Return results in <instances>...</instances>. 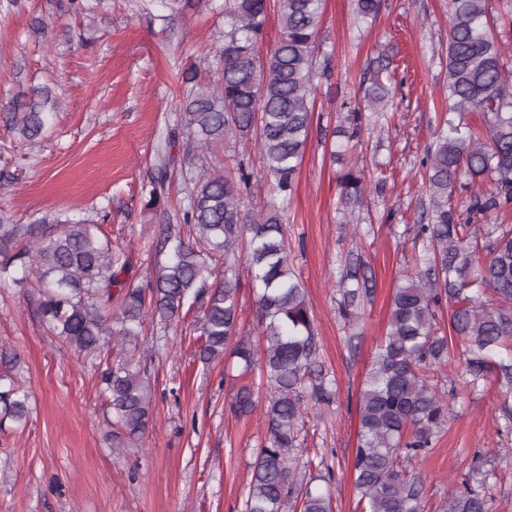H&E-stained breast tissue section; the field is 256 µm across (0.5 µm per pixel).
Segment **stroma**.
I'll return each instance as SVG.
<instances>
[{
    "label": "stroma",
    "instance_id": "35a3bbf8",
    "mask_svg": "<svg viewBox=\"0 0 512 512\" xmlns=\"http://www.w3.org/2000/svg\"><path fill=\"white\" fill-rule=\"evenodd\" d=\"M223 2L109 0L75 16L61 0H0V209L20 224L58 215L100 223L113 248L129 255L133 280L146 282L160 224L142 185L164 164L169 134L181 129L182 73L213 50ZM449 18L450 0H383L370 25L360 22L354 0L323 5L316 65L327 74L315 82L312 130L285 228L321 358L339 387L299 452L332 464L333 512H355L359 390L386 334L394 289L411 269L415 227L426 221L420 161L445 110ZM383 49L394 63V114L384 121L366 113L362 149L332 162L341 104L357 94ZM38 86L61 106L37 145L25 149L7 109ZM240 160L253 174L245 206L261 210L269 179L250 139L212 146L200 163L229 172ZM351 169L364 173L367 188L347 212L338 204L339 178ZM355 246L374 295L348 326L337 312V282ZM195 339L188 320L155 343L153 425L116 453L99 369L47 331L36 295L0 288V347L17 352L32 394L26 426L0 424V512H243L268 393L259 389L257 412L235 418L226 361L201 363ZM499 400L493 383L460 392L435 448L412 461L425 480V512H438L454 477L472 468L495 475L489 512H512V435L497 432Z\"/></svg>",
    "mask_w": 512,
    "mask_h": 512
}]
</instances>
